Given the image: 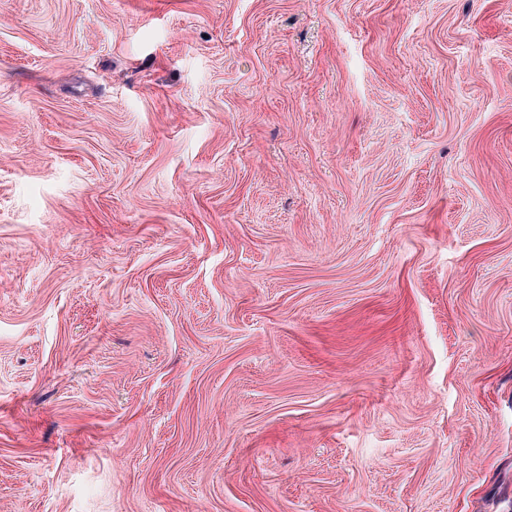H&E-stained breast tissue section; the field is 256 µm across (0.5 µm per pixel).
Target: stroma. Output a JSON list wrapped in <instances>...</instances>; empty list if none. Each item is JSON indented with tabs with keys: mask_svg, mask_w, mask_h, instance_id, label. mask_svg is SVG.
<instances>
[{
	"mask_svg": "<svg viewBox=\"0 0 512 512\" xmlns=\"http://www.w3.org/2000/svg\"><path fill=\"white\" fill-rule=\"evenodd\" d=\"M0 512H512V0H0Z\"/></svg>",
	"mask_w": 512,
	"mask_h": 512,
	"instance_id": "35a3bbf8",
	"label": "stroma"
}]
</instances>
